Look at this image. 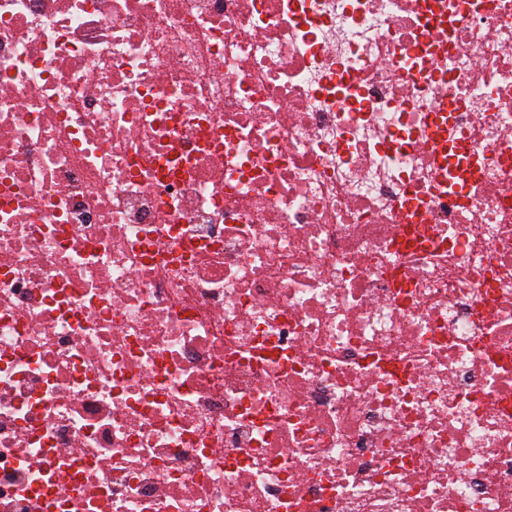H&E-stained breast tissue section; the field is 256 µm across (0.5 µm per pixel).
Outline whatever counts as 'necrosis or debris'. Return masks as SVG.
<instances>
[{"instance_id": "obj_1", "label": "necrosis or debris", "mask_w": 512, "mask_h": 512, "mask_svg": "<svg viewBox=\"0 0 512 512\" xmlns=\"http://www.w3.org/2000/svg\"><path fill=\"white\" fill-rule=\"evenodd\" d=\"M0 512H512V0H0Z\"/></svg>"}]
</instances>
